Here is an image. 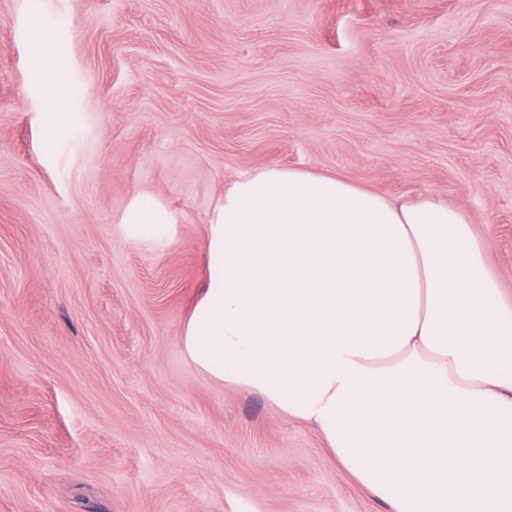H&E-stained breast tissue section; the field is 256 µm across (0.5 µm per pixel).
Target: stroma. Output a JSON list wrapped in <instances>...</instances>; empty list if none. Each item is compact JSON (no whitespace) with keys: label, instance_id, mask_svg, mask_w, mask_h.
Listing matches in <instances>:
<instances>
[{"label":"stroma","instance_id":"1","mask_svg":"<svg viewBox=\"0 0 512 512\" xmlns=\"http://www.w3.org/2000/svg\"><path fill=\"white\" fill-rule=\"evenodd\" d=\"M266 166L443 199L512 296V0H0V512H388L184 352ZM60 74L61 68L57 64L50 66L44 74L45 82L49 88L51 110L52 112H69L66 107L69 92L63 85ZM134 215L136 217V222H133V223H137V224H171L173 223L172 222V217L156 208L155 206H153L152 204H150L149 202H146V201H141L135 212H134Z\"/></svg>","mask_w":512,"mask_h":512}]
</instances>
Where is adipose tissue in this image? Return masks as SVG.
Returning <instances> with one entry per match:
<instances>
[{
  "mask_svg": "<svg viewBox=\"0 0 512 512\" xmlns=\"http://www.w3.org/2000/svg\"><path fill=\"white\" fill-rule=\"evenodd\" d=\"M182 336L392 512H512V300L465 216L267 166L224 188Z\"/></svg>",
  "mask_w": 512,
  "mask_h": 512,
  "instance_id": "1",
  "label": "adipose tissue"
}]
</instances>
